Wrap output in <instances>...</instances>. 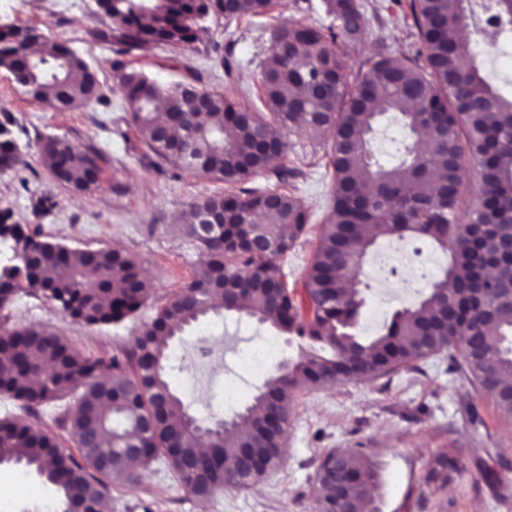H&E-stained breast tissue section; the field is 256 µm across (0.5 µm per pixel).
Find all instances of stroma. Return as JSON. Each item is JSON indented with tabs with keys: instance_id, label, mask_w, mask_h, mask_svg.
<instances>
[{
	"instance_id": "obj_1",
	"label": "stroma",
	"mask_w": 512,
	"mask_h": 512,
	"mask_svg": "<svg viewBox=\"0 0 512 512\" xmlns=\"http://www.w3.org/2000/svg\"><path fill=\"white\" fill-rule=\"evenodd\" d=\"M274 0L264 15L234 22L209 14L199 22L198 40L186 48L153 45L123 55L127 69L157 83L190 82L206 91L237 89L236 101L260 108V72L271 34L300 22L326 27L332 22L312 0ZM379 10L386 24L371 22L368 37L348 47L349 64L359 67L384 39L392 50L413 43V30L389 23L399 13L395 0H362ZM95 0H0V26L37 29L64 40L97 72L104 98L68 111L44 107L0 69V124L25 153L27 166L0 173V215L26 234L76 250H127L135 254L150 283L141 308L120 324L88 326L66 317L52 303L21 287L0 326L40 324L64 334L82 355L109 359L133 344L158 310L192 281L202 261L183 234L184 216L194 204L223 194L222 181L190 171L174 172L142 141L112 71L117 58L90 31L98 24ZM405 130L397 115L376 127L372 149L381 163L396 164ZM68 138L102 156L99 186L75 193L44 168V138ZM284 163L299 169L296 195L311 220L292 251L280 258L289 287L301 286L327 217L333 183L326 162L331 140L290 132ZM402 242L378 240L361 279L366 306L358 330L375 336L393 311L410 297L385 287L379 260L402 249ZM212 353L201 357L199 347ZM309 344L247 317L209 315L187 326L170 344L172 392L204 425L231 419L250 405L280 364L295 360ZM286 446L278 467L246 488H224L200 498L182 486L165 465L151 463L138 486L109 480L112 512H318L314 482L321 457L332 450H363L375 465L379 512H512V415L449 369L446 355L416 361L414 369L373 380H344L332 386H305L296 392ZM460 461V471L436 482L425 476L438 453ZM59 493L35 471L0 464V512H55Z\"/></svg>"
}]
</instances>
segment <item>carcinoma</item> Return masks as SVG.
<instances>
[{"mask_svg":"<svg viewBox=\"0 0 512 512\" xmlns=\"http://www.w3.org/2000/svg\"><path fill=\"white\" fill-rule=\"evenodd\" d=\"M336 25L326 29L294 23L275 29L261 73L266 111L243 108L232 97L196 87L164 86L116 59L131 122L158 157L181 170L228 185L185 215L184 235L203 260L194 279L124 348L104 361L80 354L59 333L30 324L0 335V394L35 412L53 406L52 423L78 438L79 457L59 447L45 423L0 420V462L34 469L61 492L60 512H107L105 478L113 473L139 482L130 462H162L186 489L206 497L226 486L247 487L274 470L282 453L281 431L272 415L288 422L296 390L327 386L360 365L356 379L376 378L430 354L448 351L450 369L512 415V266L497 278L485 300L489 325L476 343L463 341L445 308L458 321L476 324L477 279L483 254L512 239V95L489 84L476 63L471 0H397L396 20L413 22L416 49L395 53L381 42L352 70L344 48L366 38L369 20L358 0H323ZM273 0H95L100 43L125 50L150 44L182 47L197 39L198 19L214 12L229 20L260 16ZM486 23L502 32L512 0H488ZM466 37H460V34ZM43 46L40 53L32 44ZM0 68L14 75L33 99L58 111L103 97L94 68L67 42L32 28L0 26ZM401 116L413 146L393 166L371 163L374 125L382 115ZM327 133L333 192L303 293L289 289L276 259L292 250L310 213L290 180L298 169L273 170L282 184L277 203L241 184L286 156L282 130ZM40 159L70 190L98 188L100 154L58 136L46 138ZM0 164L29 166L10 139H0ZM480 188L470 189L469 171ZM209 207L227 212L226 223L203 239L198 225ZM252 237L260 251L242 244ZM380 238L425 242L445 256L427 292L395 311L370 340L355 333L365 300L357 290L367 250ZM17 264L0 275V301L11 303L16 281L86 325L118 323L135 313L146 292L138 259L112 250L73 251L22 232L14 241ZM240 288L248 303L224 310L269 323L279 332L319 344L270 378L244 412L212 431L209 451L198 448L199 428L166 381L169 341L186 326L218 312L214 297ZM71 396L81 410L58 401ZM456 458L441 453L426 482L438 471L455 472ZM378 474L360 451L325 454L317 468L320 512L368 507Z\"/></svg>","mask_w":512,"mask_h":512,"instance_id":"obj_1","label":"carcinoma"}]
</instances>
